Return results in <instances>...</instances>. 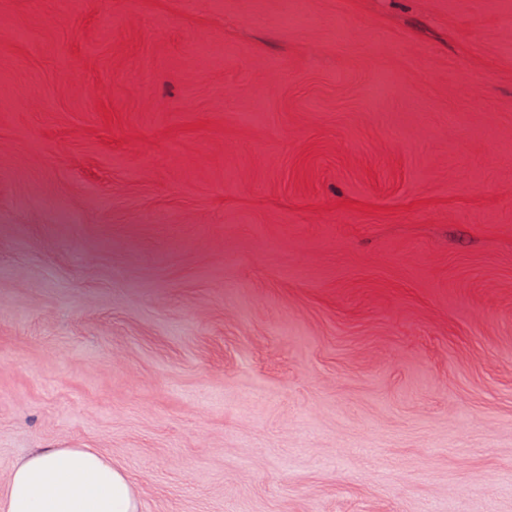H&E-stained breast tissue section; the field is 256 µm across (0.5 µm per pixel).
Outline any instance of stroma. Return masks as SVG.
Instances as JSON below:
<instances>
[{"instance_id":"35a3bbf8","label":"stroma","mask_w":512,"mask_h":512,"mask_svg":"<svg viewBox=\"0 0 512 512\" xmlns=\"http://www.w3.org/2000/svg\"><path fill=\"white\" fill-rule=\"evenodd\" d=\"M36 448L512 512V0H0V499Z\"/></svg>"}]
</instances>
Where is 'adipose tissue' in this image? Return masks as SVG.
Returning <instances> with one entry per match:
<instances>
[{
    "instance_id": "ef3b65f1",
    "label": "adipose tissue",
    "mask_w": 512,
    "mask_h": 512,
    "mask_svg": "<svg viewBox=\"0 0 512 512\" xmlns=\"http://www.w3.org/2000/svg\"><path fill=\"white\" fill-rule=\"evenodd\" d=\"M5 512H140L126 472L92 448H37L11 473Z\"/></svg>"
}]
</instances>
